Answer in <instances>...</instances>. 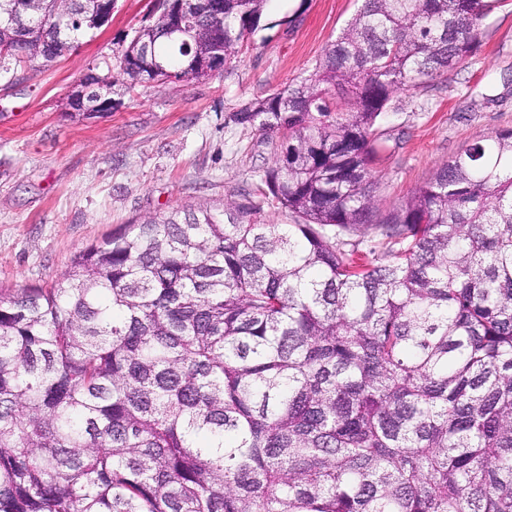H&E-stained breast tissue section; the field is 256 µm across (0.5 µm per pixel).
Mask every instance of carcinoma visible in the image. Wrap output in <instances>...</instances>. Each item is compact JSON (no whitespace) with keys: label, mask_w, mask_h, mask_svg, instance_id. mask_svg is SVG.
Wrapping results in <instances>:
<instances>
[{"label":"carcinoma","mask_w":512,"mask_h":512,"mask_svg":"<svg viewBox=\"0 0 512 512\" xmlns=\"http://www.w3.org/2000/svg\"><path fill=\"white\" fill-rule=\"evenodd\" d=\"M194 2L184 47L155 0L131 85L153 58L209 78L269 0ZM502 3L363 0L308 78L239 113L283 132L265 199L296 223L178 208L0 295V512H512V130L377 224L370 169L392 95L465 63ZM91 29L81 0H0V62Z\"/></svg>","instance_id":"carcinoma-1"}]
</instances>
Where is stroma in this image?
I'll list each match as a JSON object with an SVG mask.
<instances>
[{
	"label": "stroma",
	"mask_w": 512,
	"mask_h": 512,
	"mask_svg": "<svg viewBox=\"0 0 512 512\" xmlns=\"http://www.w3.org/2000/svg\"><path fill=\"white\" fill-rule=\"evenodd\" d=\"M152 0H116L110 27L51 62L0 70V292L47 286L87 246L173 209L260 205L281 133L236 115L312 73L358 0H269L256 32L220 74L191 83L112 86V111L86 117L68 95L87 72L119 67ZM512 129V0L483 22L460 67L393 95L378 131L373 219L385 221L448 159Z\"/></svg>",
	"instance_id": "35a3bbf8"
}]
</instances>
